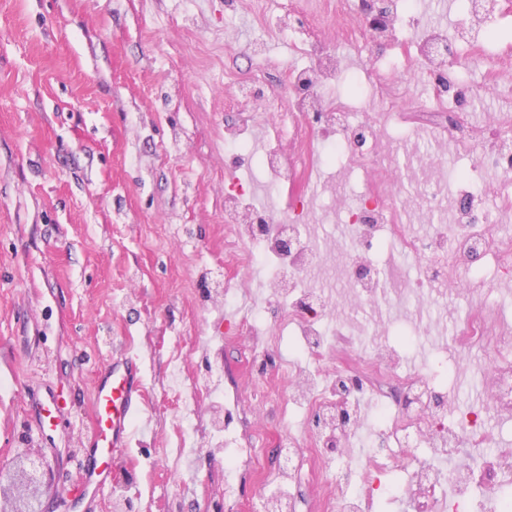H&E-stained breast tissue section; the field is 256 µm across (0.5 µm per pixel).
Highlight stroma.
I'll return each instance as SVG.
<instances>
[{
	"label": "stroma",
	"mask_w": 512,
	"mask_h": 512,
	"mask_svg": "<svg viewBox=\"0 0 512 512\" xmlns=\"http://www.w3.org/2000/svg\"><path fill=\"white\" fill-rule=\"evenodd\" d=\"M282 0H0V467L28 444L44 448L45 512H84L73 497L75 448L91 416L95 373L124 343L144 358L145 398L152 416L138 427L130 455L135 482L117 479L99 512H268V477L283 463L289 438L306 435L281 400L290 378L280 365L258 371L264 355L288 356L296 339L275 335L280 300L262 264L226 263L233 240L224 222V177L248 176L265 140L288 110L285 68L294 61L291 36L275 18ZM304 20L324 27L335 52L355 69L371 56L390 59L392 44L365 51L342 36L336 0H301ZM265 46L264 58L250 52ZM261 74L274 100H245L227 109L239 80ZM236 100V99H235ZM434 105L422 85L407 86L396 111L381 114L380 154L399 167L402 188L415 197L405 216L424 233L453 221L456 198L442 156L424 123ZM254 116L248 151L225 132L242 114ZM439 180L437 198L424 196ZM302 232L317 248L343 241L342 220L322 222L333 194L360 191L362 172L339 163L320 173ZM370 249L314 266L323 288L350 326L355 350L395 343L410 312L390 288L389 303L362 310L347 302L348 268ZM462 291L447 295L425 323L427 340L403 356L407 370L430 372L462 404L488 401L489 375L475 376L482 350H458L450 336L477 308L501 310L512 324V276L500 278L481 258ZM501 279L498 288L487 281ZM230 285L243 300H215ZM262 310L269 335L239 336L244 305ZM186 386L214 377L213 401L198 405L189 427L198 447L183 457L175 432L180 404L169 390L173 365ZM57 386L69 422L36 435L26 398L42 383ZM236 402L239 448L257 447L259 464L243 479L237 500L224 498L226 461L211 445L218 402ZM304 460L285 483L297 512H324L336 479L307 476Z\"/></svg>",
	"instance_id": "35a3bbf8"
}]
</instances>
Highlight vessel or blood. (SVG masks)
<instances>
[{"mask_svg": "<svg viewBox=\"0 0 512 512\" xmlns=\"http://www.w3.org/2000/svg\"><path fill=\"white\" fill-rule=\"evenodd\" d=\"M145 406L143 357L128 345L103 361L94 383L91 427L75 487L85 512H97L101 492L114 481L115 462L129 453L135 422ZM28 416L38 427L49 418L64 422L65 406L58 392L48 386L33 395Z\"/></svg>", "mask_w": 512, "mask_h": 512, "instance_id": "b4317fda", "label": "vessel or blood"}]
</instances>
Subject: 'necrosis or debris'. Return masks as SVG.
Instances as JSON below:
<instances>
[{
	"mask_svg": "<svg viewBox=\"0 0 512 512\" xmlns=\"http://www.w3.org/2000/svg\"><path fill=\"white\" fill-rule=\"evenodd\" d=\"M461 2V17L478 35L463 55L458 54L456 39L447 28L419 25L409 0H380L378 12L359 25L353 24L351 16L341 18L343 31L355 42L394 37L400 59L394 69L397 79L425 85L434 97L454 103L456 110L449 113L448 124L437 140L445 147L466 144L470 164L457 186L452 224L433 225L425 240L407 233L402 217L408 199L399 186V177L391 166L375 160L379 125L367 114L357 112L353 99L324 92L325 84L345 79L349 68L339 54L316 51L308 40L302 41L297 51L302 55L316 52L317 67L292 65L287 71L288 85L294 91L288 130L297 151L287 157L279 146L266 148L259 156L256 172L257 178L271 184L296 183L309 175L305 161L319 149L324 150L326 162L343 155L349 164L364 169L367 178L356 201L338 202L352 231L351 245L356 248L373 241L386 244L389 260H401L414 269L402 303L419 318L437 306L448 290L459 286L458 280L449 278L447 268L435 263L440 253H453L463 272L470 269L476 257L489 256L496 260L502 274L512 273V239L493 230L494 224L512 213V193L500 192L490 207L479 187L481 174L488 168L503 178L512 177V126L496 114L490 115L485 126H473L468 111L473 90L457 74L461 68L482 67V93H502L496 69L512 60V41L494 47L490 34L502 19L512 15V0ZM302 207L301 195H292V214ZM246 214L248 222L236 237L247 252L283 259L276 279L282 288L283 308L278 331L297 336L305 358L304 365H284L294 388L282 405L292 414L304 411V422L311 426L316 439L313 453L320 460H336L337 483L345 484L347 476L352 475L358 484L356 495L337 493L335 512H364L374 495L386 492L383 477L406 466L411 469L407 488L416 512H434L446 498L444 489H451L455 502L464 505L477 479H486L495 488L504 477L512 475V448L499 446L496 434L487 425L489 408L512 413V360L504 356L505 350L512 348V339L499 335L489 313L472 310L450 338L458 349L479 343L490 344L493 349L489 359L493 374L490 406L461 411L440 395L427 375L402 370L383 348L346 361L344 333L320 289L305 277L306 271L321 261V254L304 242L292 214L277 221L264 208H250ZM384 268V263L374 259L353 265L350 278L357 304L386 301ZM330 354L343 362L333 372L324 367ZM391 440L399 443L398 452L386 450ZM465 446L494 449L496 460L485 463L479 471L444 470V463ZM420 447L427 448V458L412 463L410 451Z\"/></svg>",
	"mask_w": 512,
	"mask_h": 512,
	"instance_id": "4bbe7bcc",
	"label": "necrosis or debris"
}]
</instances>
